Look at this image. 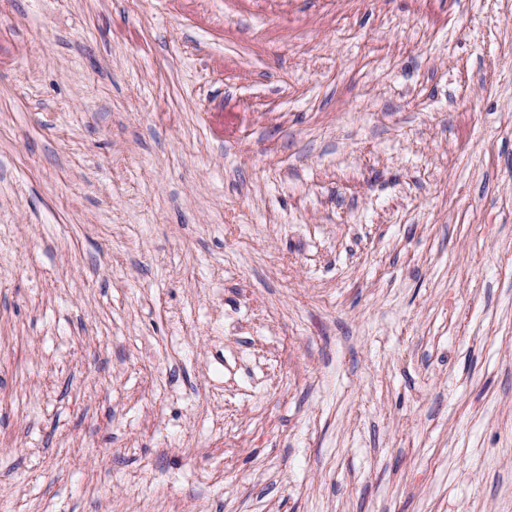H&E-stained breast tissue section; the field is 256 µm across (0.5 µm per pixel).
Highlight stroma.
<instances>
[{"label": "stroma", "mask_w": 512, "mask_h": 512, "mask_svg": "<svg viewBox=\"0 0 512 512\" xmlns=\"http://www.w3.org/2000/svg\"><path fill=\"white\" fill-rule=\"evenodd\" d=\"M0 512H512V0H0Z\"/></svg>", "instance_id": "obj_1"}]
</instances>
